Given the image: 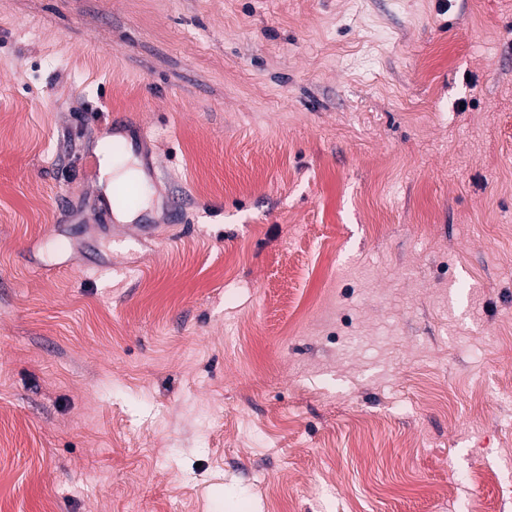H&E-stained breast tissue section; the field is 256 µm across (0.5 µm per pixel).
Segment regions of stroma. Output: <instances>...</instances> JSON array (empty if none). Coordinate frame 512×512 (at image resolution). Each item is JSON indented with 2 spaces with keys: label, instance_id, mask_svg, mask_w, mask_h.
<instances>
[{
  "label": "stroma",
  "instance_id": "obj_1",
  "mask_svg": "<svg viewBox=\"0 0 512 512\" xmlns=\"http://www.w3.org/2000/svg\"><path fill=\"white\" fill-rule=\"evenodd\" d=\"M182 500L512 512V0H0V512Z\"/></svg>",
  "mask_w": 512,
  "mask_h": 512
}]
</instances>
